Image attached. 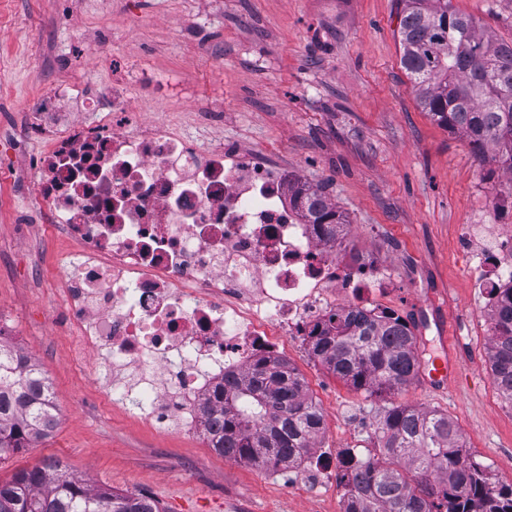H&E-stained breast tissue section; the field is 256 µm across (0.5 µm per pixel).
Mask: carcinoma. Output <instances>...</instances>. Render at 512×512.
Returning <instances> with one entry per match:
<instances>
[{"instance_id":"carcinoma-1","label":"carcinoma","mask_w":512,"mask_h":512,"mask_svg":"<svg viewBox=\"0 0 512 512\" xmlns=\"http://www.w3.org/2000/svg\"><path fill=\"white\" fill-rule=\"evenodd\" d=\"M400 64L422 111L462 134L481 163L512 172V43H500L451 0H400ZM308 223L331 248L342 246L346 217L325 190L288 186ZM488 362L512 404V287L491 290ZM413 328L400 317L343 309L311 337L309 352L331 374L370 393L393 391L418 374ZM58 422L49 379L0 338V458L49 435ZM208 447L251 466L299 464L315 448L321 409L288 364L256 365L224 391ZM380 457L343 473L344 512H512V484L491 480L467 457L448 414L392 404L376 421ZM0 512H160L143 493L91 487L61 462L20 469L0 482Z\"/></svg>"}]
</instances>
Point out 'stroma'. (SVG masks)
<instances>
[{
	"label": "stroma",
	"mask_w": 512,
	"mask_h": 512,
	"mask_svg": "<svg viewBox=\"0 0 512 512\" xmlns=\"http://www.w3.org/2000/svg\"><path fill=\"white\" fill-rule=\"evenodd\" d=\"M451 3L512 43V0ZM400 11L399 0H0V324L45 370L59 413L50 436L0 459V480L57 460L90 484L149 495L161 512H343L338 479L315 485L291 466L224 458L202 435L159 431L105 404L103 377L78 370L59 295L75 246L36 202L42 148L26 130L59 87L120 83L133 119L204 146L235 141L324 188L350 249L387 274L374 304L414 324L421 362L455 347L462 379L447 393L415 379L376 395L289 342L323 413L321 462L377 456L376 421L393 402L447 413L467 453L512 483V404L490 374L488 297L459 249L467 225L512 222V174L479 164L418 107L400 66Z\"/></svg>",
	"instance_id": "1"
}]
</instances>
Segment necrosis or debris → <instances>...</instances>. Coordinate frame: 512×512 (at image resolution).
I'll return each instance as SVG.
<instances>
[{"label": "necrosis or debris", "mask_w": 512, "mask_h": 512, "mask_svg": "<svg viewBox=\"0 0 512 512\" xmlns=\"http://www.w3.org/2000/svg\"><path fill=\"white\" fill-rule=\"evenodd\" d=\"M69 89L41 101L38 197L82 250L62 277L67 320L91 369L136 417L204 431L202 409L225 381L280 360L341 308L370 310L386 286L367 256L329 248L288 198V178L234 144L204 148L153 122L126 124L120 90L85 102L95 123L59 121ZM478 256L475 287L512 284V225L474 224L459 243Z\"/></svg>", "instance_id": "4bbe7bcc"}]
</instances>
